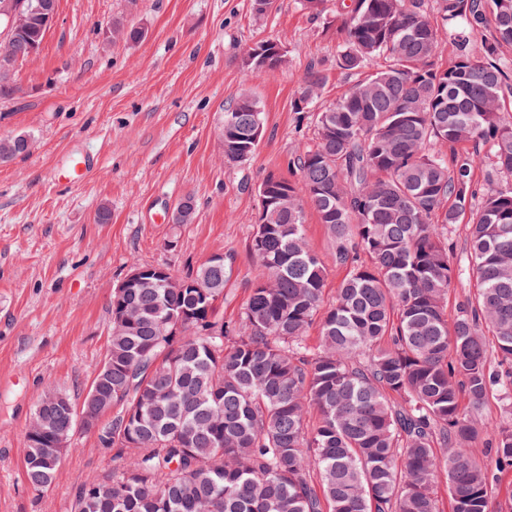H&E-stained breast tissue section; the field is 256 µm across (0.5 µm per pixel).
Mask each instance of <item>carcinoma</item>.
Wrapping results in <instances>:
<instances>
[{
  "label": "carcinoma",
  "instance_id": "carcinoma-1",
  "mask_svg": "<svg viewBox=\"0 0 512 512\" xmlns=\"http://www.w3.org/2000/svg\"><path fill=\"white\" fill-rule=\"evenodd\" d=\"M54 2L33 0L24 28H0V100L19 92L16 66L40 50ZM327 3L299 0L323 19ZM332 27L336 69L383 64L316 113L315 143L288 162L297 180L263 182L266 223L250 245L263 276L237 321L216 315L229 277L219 258L183 275L148 265L164 271L110 304L114 325L124 309L138 315L110 334L102 381L115 465L77 488L72 512H440L442 478L451 512H490L496 473L512 469V406L488 432L492 469L471 455L478 431L463 403L480 408L499 383L512 392V372L489 356L512 365V0H351ZM441 28L458 50L446 67ZM109 34L138 42L144 30L114 21ZM285 58L261 41L244 63L256 74ZM324 82L311 64L296 111H310ZM263 132L258 101L240 92L219 130L224 160L251 158ZM29 148L23 136L0 139V160ZM308 207L347 269L324 311ZM466 212L474 292L450 322L448 233ZM194 213L186 196L174 222ZM180 311L190 318L169 339L164 325ZM26 441L25 478L42 490L58 464Z\"/></svg>",
  "mask_w": 512,
  "mask_h": 512
}]
</instances>
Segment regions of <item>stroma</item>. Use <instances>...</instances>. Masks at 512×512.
<instances>
[{"mask_svg":"<svg viewBox=\"0 0 512 512\" xmlns=\"http://www.w3.org/2000/svg\"><path fill=\"white\" fill-rule=\"evenodd\" d=\"M115 20L143 27L145 38L112 40ZM263 40L285 46L287 59L249 73L244 51ZM335 57L334 31L298 0H277L261 25L251 0H57L40 51L16 67L20 93L0 100V138L30 142L26 154L0 162V512H70L76 488L111 466L97 434L80 432L51 485L34 490L24 476L25 434L49 389L83 400L109 346L113 290L132 266L183 273L230 255L217 311L238 319L261 276L250 253L256 189L270 174L293 178L289 159L315 137L310 114L294 109L309 63L325 62L321 105L349 85ZM244 90L259 102L264 134L250 159L229 163L218 129ZM72 147L97 161L76 186L55 176ZM187 195L194 219L175 223L173 208ZM305 228L328 272L324 301L332 303L346 271L314 211ZM451 239L452 316L475 273L465 224ZM502 411L495 390L470 414L482 432L473 444L478 462L492 460L484 434Z\"/></svg>","mask_w":512,"mask_h":512,"instance_id":"obj_1","label":"stroma"}]
</instances>
